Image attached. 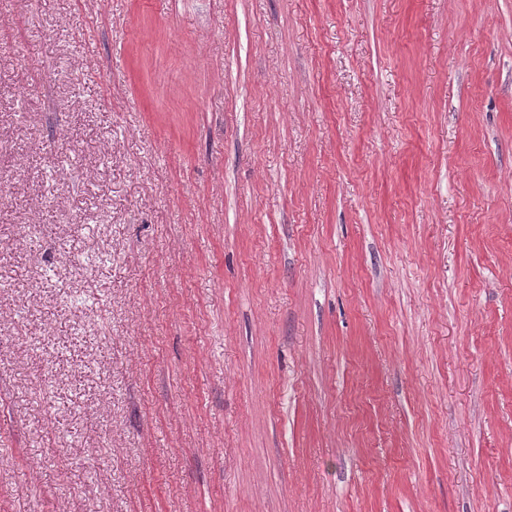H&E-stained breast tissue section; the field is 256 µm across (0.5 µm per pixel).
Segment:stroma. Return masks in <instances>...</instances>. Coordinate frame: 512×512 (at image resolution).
<instances>
[{
    "mask_svg": "<svg viewBox=\"0 0 512 512\" xmlns=\"http://www.w3.org/2000/svg\"><path fill=\"white\" fill-rule=\"evenodd\" d=\"M0 512H512V0H0Z\"/></svg>",
    "mask_w": 512,
    "mask_h": 512,
    "instance_id": "obj_1",
    "label": "stroma"
}]
</instances>
